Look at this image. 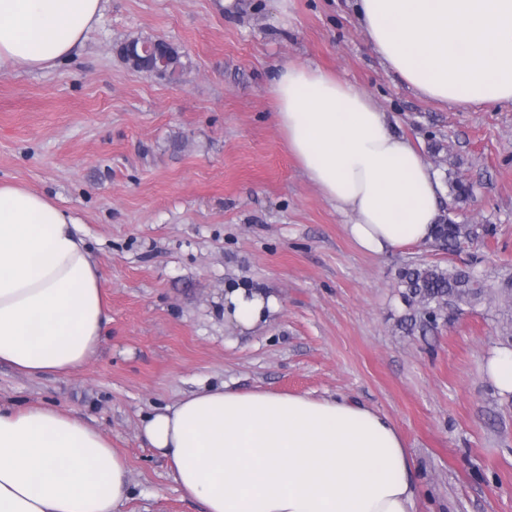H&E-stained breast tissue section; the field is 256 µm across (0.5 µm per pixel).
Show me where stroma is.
Instances as JSON below:
<instances>
[{"label": "stroma", "mask_w": 512, "mask_h": 512, "mask_svg": "<svg viewBox=\"0 0 512 512\" xmlns=\"http://www.w3.org/2000/svg\"><path fill=\"white\" fill-rule=\"evenodd\" d=\"M161 37L190 60L179 81L130 69L117 48ZM361 86L425 159L442 214L494 227L453 253L376 256L309 182L272 119L282 65ZM473 195L457 201L452 180ZM0 180L50 194L81 223L102 271L107 334L88 363L31 377L0 363V403L42 404L98 428L128 462L121 512H202L141 438L147 416L228 384L344 396L394 419L418 512H512V396L486 372L512 309L482 300L424 334L405 329L398 273L474 265L512 279V103L426 99L370 52L353 0H108L77 54L48 73L0 74ZM275 296L249 332L224 290Z\"/></svg>", "instance_id": "35a3bbf8"}]
</instances>
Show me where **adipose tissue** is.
<instances>
[{
    "instance_id": "obj_1",
    "label": "adipose tissue",
    "mask_w": 512,
    "mask_h": 512,
    "mask_svg": "<svg viewBox=\"0 0 512 512\" xmlns=\"http://www.w3.org/2000/svg\"><path fill=\"white\" fill-rule=\"evenodd\" d=\"M107 0H0V74L71 58ZM371 50L419 94L446 104L512 102V0H354ZM274 121L307 179L360 250L433 240L437 173L363 88L285 64ZM78 222L50 196L0 183V363L27 376L88 362L108 317ZM277 299L237 286L224 319L267 321ZM148 447L204 512H416L418 486L396 422L360 403L206 387L148 416ZM128 464L98 429L41 404L0 405V512H120Z\"/></svg>"
}]
</instances>
